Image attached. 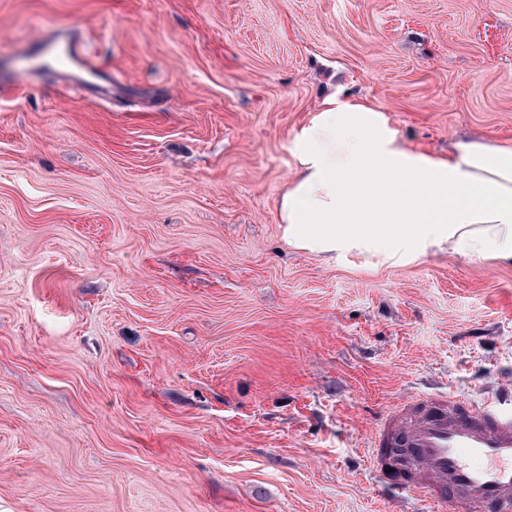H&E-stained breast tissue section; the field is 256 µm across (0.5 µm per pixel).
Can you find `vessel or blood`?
<instances>
[{"mask_svg":"<svg viewBox=\"0 0 512 512\" xmlns=\"http://www.w3.org/2000/svg\"><path fill=\"white\" fill-rule=\"evenodd\" d=\"M52 63L83 86L88 70L80 39L50 34L12 62L17 77ZM368 466L388 492L418 494L423 512L446 506L467 512H512V393L472 405L447 394H422L388 410L372 435Z\"/></svg>","mask_w":512,"mask_h":512,"instance_id":"b4317fda","label":"vessel or blood"}]
</instances>
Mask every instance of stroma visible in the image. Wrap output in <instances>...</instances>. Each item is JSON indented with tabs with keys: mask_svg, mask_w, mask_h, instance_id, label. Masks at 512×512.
Returning <instances> with one entry per match:
<instances>
[{
	"mask_svg": "<svg viewBox=\"0 0 512 512\" xmlns=\"http://www.w3.org/2000/svg\"><path fill=\"white\" fill-rule=\"evenodd\" d=\"M0 512H413L365 466L396 401L512 388V265L288 246L323 97L408 145L512 143V0H0ZM52 63L65 74V80L83 87L82 71L91 72L81 40L72 33L50 34L31 42L12 62L13 73L21 78L32 66Z\"/></svg>",
	"mask_w": 512,
	"mask_h": 512,
	"instance_id": "stroma-1",
	"label": "stroma"
}]
</instances>
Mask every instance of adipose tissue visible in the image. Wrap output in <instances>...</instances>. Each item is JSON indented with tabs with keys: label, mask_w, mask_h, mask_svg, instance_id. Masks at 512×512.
Instances as JSON below:
<instances>
[{
	"label": "adipose tissue",
	"mask_w": 512,
	"mask_h": 512,
	"mask_svg": "<svg viewBox=\"0 0 512 512\" xmlns=\"http://www.w3.org/2000/svg\"><path fill=\"white\" fill-rule=\"evenodd\" d=\"M293 159L277 221L294 248L389 264L441 249L512 263V144L413 149L382 106L330 94L296 133Z\"/></svg>",
	"instance_id": "adipose-tissue-1"
}]
</instances>
